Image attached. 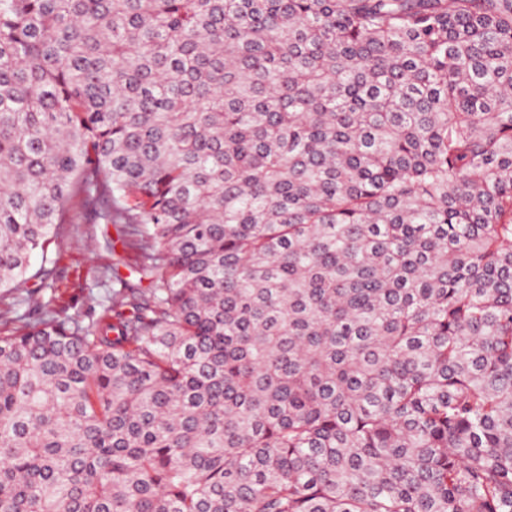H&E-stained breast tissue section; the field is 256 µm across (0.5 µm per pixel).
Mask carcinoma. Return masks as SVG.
<instances>
[{
	"label": "carcinoma",
	"instance_id": "obj_1",
	"mask_svg": "<svg viewBox=\"0 0 512 512\" xmlns=\"http://www.w3.org/2000/svg\"><path fill=\"white\" fill-rule=\"evenodd\" d=\"M75 198L0 512H512V0H0V288ZM72 209L78 218L73 224H59L49 246L54 263L48 265L52 272L46 287L37 288L41 283V257L36 253L27 276L36 273L37 277L21 288H0V334L7 335L22 322L36 320L45 310L69 322L103 314L112 289L119 288L117 283L112 284L116 278L147 287L146 280L139 283L136 271L140 254L125 244L123 226L95 220L77 200ZM32 290H39L36 304L28 299Z\"/></svg>",
	"mask_w": 512,
	"mask_h": 512
}]
</instances>
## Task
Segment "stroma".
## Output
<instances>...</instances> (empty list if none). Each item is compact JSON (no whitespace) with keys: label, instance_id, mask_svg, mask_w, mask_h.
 Segmentation results:
<instances>
[{"label":"stroma","instance_id":"35a3bbf8","mask_svg":"<svg viewBox=\"0 0 512 512\" xmlns=\"http://www.w3.org/2000/svg\"><path fill=\"white\" fill-rule=\"evenodd\" d=\"M74 223L59 225L49 246L54 260L48 281H41L40 256H33L31 280L21 288H0V334L36 320L44 311L73 322L102 314L114 280L139 282V252L128 245L122 225L107 224L73 202Z\"/></svg>","mask_w":512,"mask_h":512}]
</instances>
